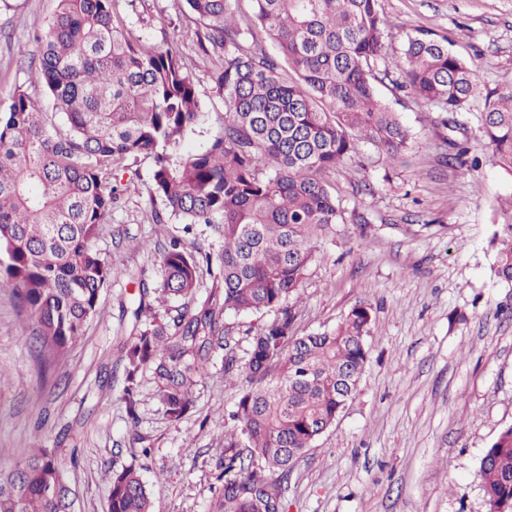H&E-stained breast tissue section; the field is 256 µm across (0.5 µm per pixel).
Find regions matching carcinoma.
Masks as SVG:
<instances>
[{
	"instance_id": "1",
	"label": "carcinoma",
	"mask_w": 512,
	"mask_h": 512,
	"mask_svg": "<svg viewBox=\"0 0 512 512\" xmlns=\"http://www.w3.org/2000/svg\"><path fill=\"white\" fill-rule=\"evenodd\" d=\"M115 0H59L38 38L36 78L56 111L17 87L0 115V286L34 318L40 360L60 357L100 312L112 262L93 248L123 191L124 162L148 154L152 193L188 232L159 250L161 278L139 288L136 334L124 348L122 398L136 419L141 377L157 382L164 414L190 412L194 377L215 351L224 378H242L224 314L272 312L250 340L232 426L224 435L219 512H285L282 485L297 458L330 428L357 390L369 357L364 304L336 327L298 336L296 302L317 244L345 212L324 174L369 144L391 161L410 134L378 98L389 22L379 0H186L200 28L194 45L212 65L224 100V132L204 152L178 155L203 116L202 99L176 43L149 44L127 31ZM274 44L270 53L253 29ZM397 91L448 114L478 89L474 66L423 31L407 38ZM481 133L495 164L512 175V90L486 95ZM495 274L512 284V216L495 225ZM216 286L198 308L159 314L195 294L202 272ZM489 509L512 512V426L480 463ZM0 512H73L53 448H33L0 468ZM109 512H153L137 469L112 471Z\"/></svg>"
}]
</instances>
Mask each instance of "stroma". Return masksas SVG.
Instances as JSON below:
<instances>
[{
  "instance_id": "35a3bbf8",
  "label": "stroma",
  "mask_w": 512,
  "mask_h": 512,
  "mask_svg": "<svg viewBox=\"0 0 512 512\" xmlns=\"http://www.w3.org/2000/svg\"><path fill=\"white\" fill-rule=\"evenodd\" d=\"M379 3L391 26L387 64L408 34L426 29L474 65L478 91L450 129L433 105L380 84V98L411 134L403 161L367 145L328 176L344 211H366L368 236L345 223L319 243L295 327L301 335L331 328L367 305L370 353L355 395L290 473L286 512H487L480 461L512 425V286L495 276L491 244L512 211V177L493 163L479 126L487 93L512 90V0ZM56 10L57 0H0V113L19 86L52 111L16 49L36 52L34 36ZM117 10L143 41L181 45L204 116L178 150L205 151L223 134L224 102L194 53L198 20L184 0H118ZM451 138L469 141L478 167H448ZM153 166L142 155L123 172L124 192L93 243L114 267L101 312L48 373L39 370L32 318L0 288V465L31 448L54 449L75 512H108L107 475L131 464L141 467L157 512H211L219 488L224 413L238 393L224 382L221 354L196 377L194 407L178 422L164 415L151 372L132 413L112 375L131 332L122 313L138 297L124 271H143L149 283L160 273L157 253L133 242L183 227L175 216L152 220L162 207Z\"/></svg>"
}]
</instances>
